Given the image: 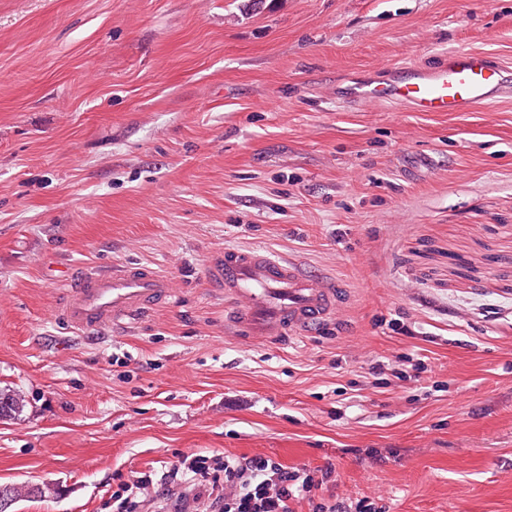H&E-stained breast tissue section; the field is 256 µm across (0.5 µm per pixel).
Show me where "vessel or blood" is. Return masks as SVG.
Returning <instances> with one entry per match:
<instances>
[{"instance_id": "b4317fda", "label": "vessel or blood", "mask_w": 512, "mask_h": 512, "mask_svg": "<svg viewBox=\"0 0 512 512\" xmlns=\"http://www.w3.org/2000/svg\"><path fill=\"white\" fill-rule=\"evenodd\" d=\"M510 96L512 70L470 49L449 52L430 67L394 68L387 81L367 82L353 92L357 101L404 104L416 112H470ZM207 278L224 291L230 325L248 337L316 331L349 299L340 281L257 248L225 249L210 261ZM68 288L62 319L95 330L162 301L170 282L151 267L116 264L85 271Z\"/></svg>"}]
</instances>
